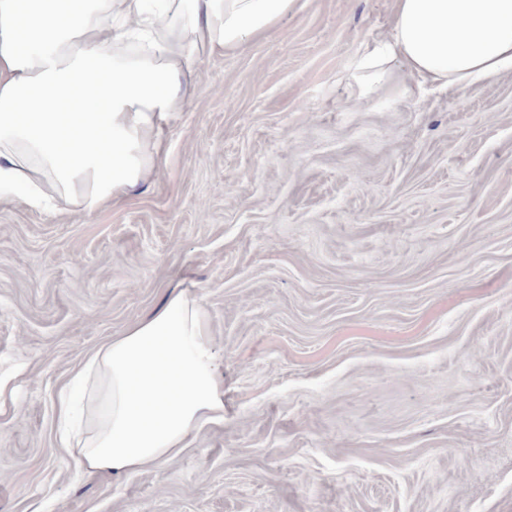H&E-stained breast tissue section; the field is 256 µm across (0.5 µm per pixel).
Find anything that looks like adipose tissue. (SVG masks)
<instances>
[{
  "label": "adipose tissue",
  "mask_w": 512,
  "mask_h": 512,
  "mask_svg": "<svg viewBox=\"0 0 512 512\" xmlns=\"http://www.w3.org/2000/svg\"><path fill=\"white\" fill-rule=\"evenodd\" d=\"M297 0H0V202L90 215L165 162L204 56L267 38ZM404 62L416 86L459 92L512 72V0H397L392 32L349 62L364 93ZM224 418L210 315L183 288L102 343L56 396L77 470L177 457Z\"/></svg>",
  "instance_id": "adipose-tissue-1"
}]
</instances>
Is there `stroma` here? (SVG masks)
<instances>
[{"instance_id":"35a3bbf8","label":"stroma","mask_w":512,"mask_h":512,"mask_svg":"<svg viewBox=\"0 0 512 512\" xmlns=\"http://www.w3.org/2000/svg\"><path fill=\"white\" fill-rule=\"evenodd\" d=\"M394 11L299 0L204 57L119 204H0V512H512V72L443 93L395 62L363 95L349 61ZM186 287L223 422L78 474L60 384Z\"/></svg>"}]
</instances>
